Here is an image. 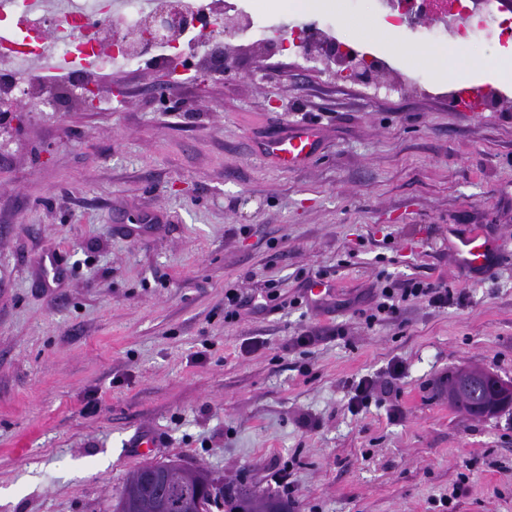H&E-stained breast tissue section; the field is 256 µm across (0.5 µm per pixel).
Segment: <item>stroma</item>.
I'll list each match as a JSON object with an SVG mask.
<instances>
[{"instance_id": "obj_1", "label": "stroma", "mask_w": 512, "mask_h": 512, "mask_svg": "<svg viewBox=\"0 0 512 512\" xmlns=\"http://www.w3.org/2000/svg\"><path fill=\"white\" fill-rule=\"evenodd\" d=\"M365 19L392 91L285 50L256 73L236 42L225 74L171 86L165 69L100 70L102 105L20 113L0 145V512H112L149 462L203 467L274 493L291 512H512V408L473 417L444 391L476 364L512 381V80L449 81L401 49L373 0ZM431 76L429 89L414 78ZM119 85L123 98L110 89ZM495 88L478 112L448 90ZM312 126L314 156L284 170L264 139ZM480 224L509 256L468 281L448 228ZM60 254L44 286L40 257ZM335 289L317 306L304 282ZM443 280L463 301L400 303L369 325L372 290ZM264 309L224 319V291ZM324 338L302 346L310 327ZM258 350L241 349L245 339ZM393 380L398 397L348 409L347 381ZM157 446L141 455L139 435ZM468 480H460V472Z\"/></svg>"}]
</instances>
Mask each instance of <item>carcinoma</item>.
<instances>
[{"label": "carcinoma", "mask_w": 512, "mask_h": 512, "mask_svg": "<svg viewBox=\"0 0 512 512\" xmlns=\"http://www.w3.org/2000/svg\"><path fill=\"white\" fill-rule=\"evenodd\" d=\"M498 382L478 368L457 370L448 376V400L472 416H493L498 410L490 401L499 394ZM214 507L224 512H288V500L170 462L156 471L147 464L134 472L112 512H211Z\"/></svg>", "instance_id": "carcinoma-1"}]
</instances>
